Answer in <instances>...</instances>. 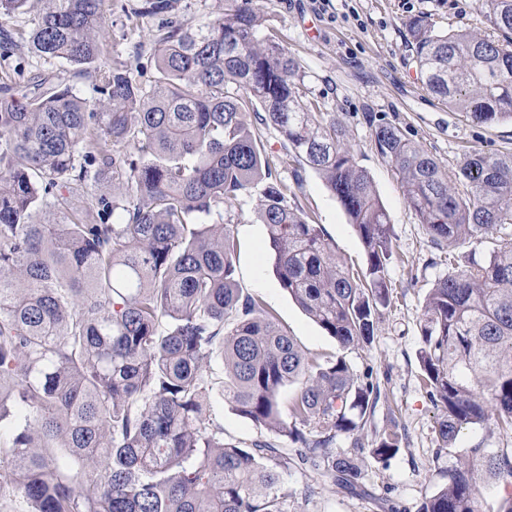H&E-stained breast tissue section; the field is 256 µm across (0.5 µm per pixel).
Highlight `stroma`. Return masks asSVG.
<instances>
[{"label":"stroma","mask_w":512,"mask_h":512,"mask_svg":"<svg viewBox=\"0 0 512 512\" xmlns=\"http://www.w3.org/2000/svg\"><path fill=\"white\" fill-rule=\"evenodd\" d=\"M140 2L114 0L103 32L104 65L118 61L133 67L139 57L153 53L154 27L132 13ZM252 6L262 29L274 30L296 59L307 99L322 111L335 113L342 123L357 164L371 177L388 212L394 247L388 267L392 300L382 312L374 340L343 350L280 287L266 227L256 217L257 197L240 198L224 209V221L237 243L235 279L243 293L265 301L306 354L343 356L358 378H371L380 387L379 402L362 435L366 494L336 491L292 468L283 477L288 512H381L375 504L379 497L390 500L396 512H417L426 495L447 483L457 454L475 447L512 448V434L481 428L461 432L454 447L440 448L435 432L440 411L421 385L420 323L429 289L449 269L483 262L493 245L463 244L455 249L451 264L439 262L400 181L378 155L363 115H383L451 169L470 148L512 151V122H472L426 88L413 58L408 23L425 17L440 29L466 28L480 35L490 29L478 0H253ZM96 74L92 67L82 73L67 62L42 59L21 44L8 49L0 43V80L11 79L22 90L29 82L49 77L90 98ZM258 133L266 151L275 156L282 179L294 187L300 204L335 242L338 256L365 266L359 236L322 178L287 154L275 130L262 126ZM208 414L223 425L225 438L243 445L274 438L266 428L238 415L225 401L221 386L210 393ZM394 423L404 430L406 441L388 462L375 461L369 450ZM308 483L315 487L309 495L302 491Z\"/></svg>","instance_id":"obj_1"}]
</instances>
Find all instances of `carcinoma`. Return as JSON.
I'll return each instance as SVG.
<instances>
[{
    "label": "carcinoma",
    "mask_w": 512,
    "mask_h": 512,
    "mask_svg": "<svg viewBox=\"0 0 512 512\" xmlns=\"http://www.w3.org/2000/svg\"><path fill=\"white\" fill-rule=\"evenodd\" d=\"M112 0H47L27 40L45 59L96 62ZM142 0L154 23L153 80L117 62L98 70L94 101L63 82L16 97L0 87V501L28 512H288L282 475L297 461L333 489L364 490L360 449L380 398L342 356L310 359L264 302L238 288L224 205L259 196L279 284L342 348L373 342L391 301L389 218L329 112L304 100L298 64L259 33L252 0L203 21ZM496 36L409 25L427 88L481 124L512 121V0H481ZM374 147L444 256L512 225V152L473 149L453 170L403 129L365 113ZM273 128L314 169L362 242L358 273L303 207L258 141ZM112 175V193L74 200ZM421 377L441 410L436 435L512 433V239L486 261L430 289ZM224 365V398L293 448L224 439L207 418L209 373ZM298 385L280 413L283 388ZM307 427L303 431L297 425ZM396 430L371 449L378 462ZM508 489L512 450L473 448L417 512H482L485 480Z\"/></svg>",
    "instance_id": "obj_1"
}]
</instances>
